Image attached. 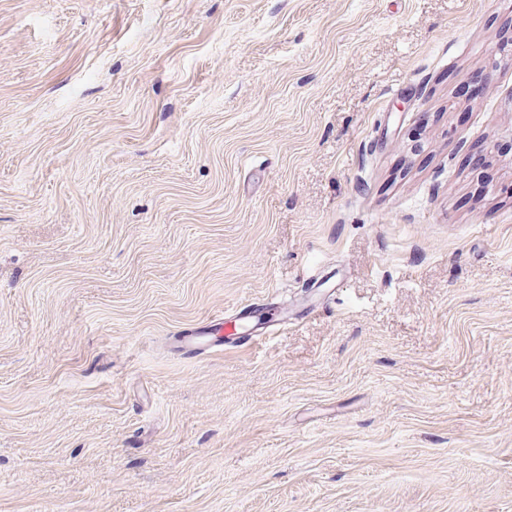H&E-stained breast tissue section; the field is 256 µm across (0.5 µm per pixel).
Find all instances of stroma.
<instances>
[{
    "instance_id": "obj_1",
    "label": "stroma",
    "mask_w": 512,
    "mask_h": 512,
    "mask_svg": "<svg viewBox=\"0 0 512 512\" xmlns=\"http://www.w3.org/2000/svg\"><path fill=\"white\" fill-rule=\"evenodd\" d=\"M0 512H512V0H0ZM176 334L177 336H172L175 348L189 358H201L209 350L222 345L219 336H212L208 325Z\"/></svg>"
}]
</instances>
